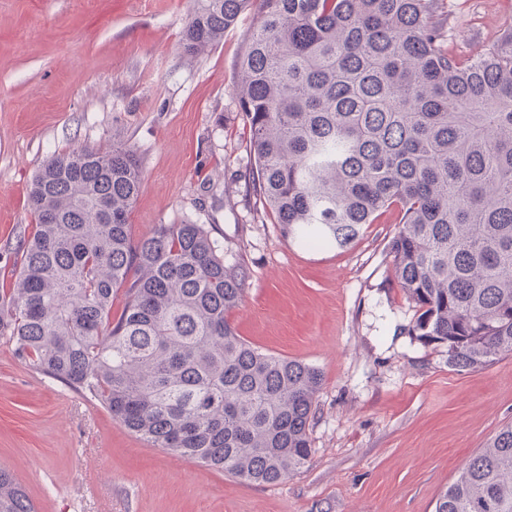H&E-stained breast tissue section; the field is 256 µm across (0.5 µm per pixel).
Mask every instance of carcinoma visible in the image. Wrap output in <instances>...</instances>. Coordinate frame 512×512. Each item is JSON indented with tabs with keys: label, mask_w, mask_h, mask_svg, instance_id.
Returning a JSON list of instances; mask_svg holds the SVG:
<instances>
[{
	"label": "carcinoma",
	"mask_w": 512,
	"mask_h": 512,
	"mask_svg": "<svg viewBox=\"0 0 512 512\" xmlns=\"http://www.w3.org/2000/svg\"><path fill=\"white\" fill-rule=\"evenodd\" d=\"M234 91L260 213L304 248L343 250L389 215L407 334L474 372L512 353V33L462 59L442 0H195L197 57L247 9ZM130 148L53 155L36 217L0 290V338L155 448L277 484L311 460L320 370L263 353L230 313L248 273L205 224L131 233ZM124 307L112 314L114 294ZM0 512H37L0 468ZM435 512H512V424L461 467Z\"/></svg>",
	"instance_id": "carcinoma-1"
}]
</instances>
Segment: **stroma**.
<instances>
[{
	"label": "stroma",
	"mask_w": 512,
	"mask_h": 512,
	"mask_svg": "<svg viewBox=\"0 0 512 512\" xmlns=\"http://www.w3.org/2000/svg\"><path fill=\"white\" fill-rule=\"evenodd\" d=\"M190 0H0V286L35 218L43 161L74 148L132 149L143 187L133 236L191 222L244 260L230 320L263 352L320 369L312 457L249 485L152 447L99 403L19 360L0 340V467L38 512H434L464 462L512 422V354L457 373L406 329L412 303L367 225L344 250L310 251L257 212L249 126L234 73L256 24L184 56ZM448 49L468 56L512 32V0H445Z\"/></svg>",
	"instance_id": "1"
}]
</instances>
